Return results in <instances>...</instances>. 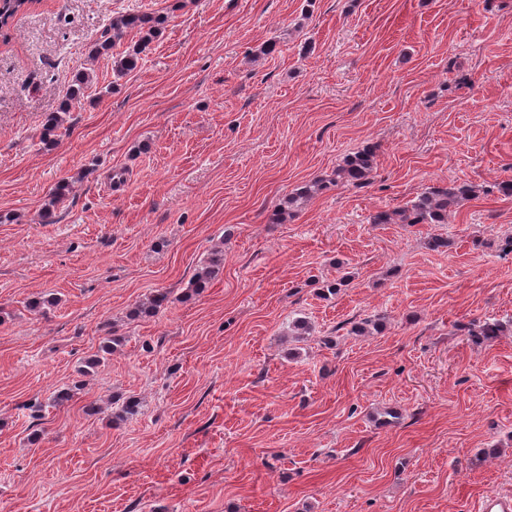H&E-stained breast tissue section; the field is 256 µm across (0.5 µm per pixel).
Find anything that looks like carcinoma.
Listing matches in <instances>:
<instances>
[{"instance_id": "obj_1", "label": "carcinoma", "mask_w": 512, "mask_h": 512, "mask_svg": "<svg viewBox=\"0 0 512 512\" xmlns=\"http://www.w3.org/2000/svg\"><path fill=\"white\" fill-rule=\"evenodd\" d=\"M29 0H0V36L7 37V30L11 19L20 11L21 7ZM164 19L151 16L137 10L126 11L123 14L112 18L105 26L100 37L97 38L89 50L90 57H96L112 52L113 39L119 38L125 32H136L140 39L131 49L115 57L113 64L117 73L127 74L139 66L142 56L149 49L150 44L160 31ZM90 81V74L80 72L75 75L70 88L69 95L62 105L61 111L53 113L46 119L44 124L43 142L47 145L52 143L57 129L64 126L66 116L72 107L81 102L85 86ZM375 151L370 148L358 150L350 155L337 170L335 184L363 185L369 182L374 170ZM329 189L323 182L306 184L295 192L288 195L281 206L276 209L270 220L277 223L290 214L298 203ZM472 193V190L464 187H430L409 206L402 210H379L371 216L373 224H445L448 221V213L460 207ZM70 194V185L65 181L59 182L49 195L45 203L41 218L45 223L56 221V212L60 205L64 204ZM220 265L219 255H214L208 263L203 265L186 289L187 295L198 294L207 287L215 276ZM169 301V294L166 291L156 290L149 294L145 301L138 304L132 315L151 316L159 311ZM502 324L498 322L474 323L469 328L473 336H480L484 339L498 335Z\"/></svg>"}]
</instances>
